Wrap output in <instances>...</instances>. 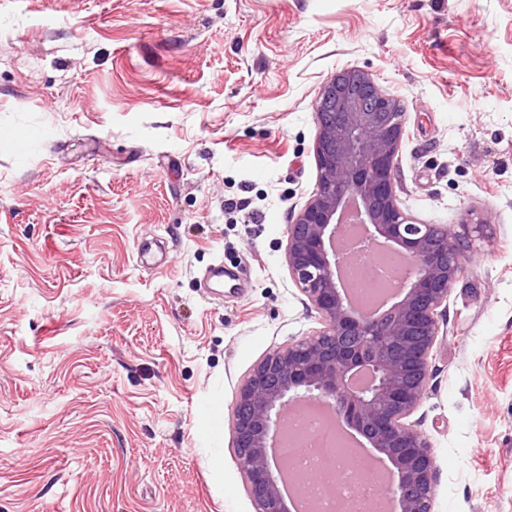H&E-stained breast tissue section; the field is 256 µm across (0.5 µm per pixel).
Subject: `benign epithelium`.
<instances>
[{
    "label": "benign epithelium",
    "instance_id": "benign-epithelium-1",
    "mask_svg": "<svg viewBox=\"0 0 512 512\" xmlns=\"http://www.w3.org/2000/svg\"><path fill=\"white\" fill-rule=\"evenodd\" d=\"M319 100L330 116L317 113L318 187L288 224L285 253L322 327L253 365L232 402V445L256 512H289L271 439L299 401L316 399L391 462L399 512H434L435 455L410 417L430 380L449 292L471 259L469 225L423 224L401 208L394 170L405 113L370 74L337 71ZM350 215L412 270L382 314L353 308L337 277L333 243Z\"/></svg>",
    "mask_w": 512,
    "mask_h": 512
}]
</instances>
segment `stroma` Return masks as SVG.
<instances>
[{
    "mask_svg": "<svg viewBox=\"0 0 512 512\" xmlns=\"http://www.w3.org/2000/svg\"><path fill=\"white\" fill-rule=\"evenodd\" d=\"M344 68L406 114L404 210L491 220L412 419L435 512H512V0H0V512H256L229 411L320 326L286 229Z\"/></svg>",
    "mask_w": 512,
    "mask_h": 512,
    "instance_id": "stroma-1",
    "label": "stroma"
}]
</instances>
